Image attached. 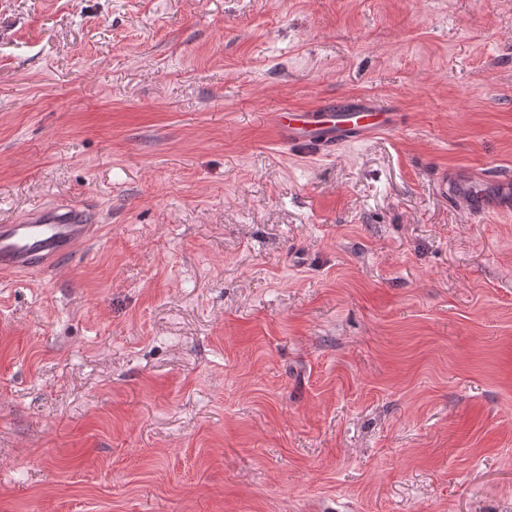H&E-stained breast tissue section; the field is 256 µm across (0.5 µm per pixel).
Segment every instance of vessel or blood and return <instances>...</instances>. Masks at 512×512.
<instances>
[{"instance_id": "vessel-or-blood-1", "label": "vessel or blood", "mask_w": 512, "mask_h": 512, "mask_svg": "<svg viewBox=\"0 0 512 512\" xmlns=\"http://www.w3.org/2000/svg\"><path fill=\"white\" fill-rule=\"evenodd\" d=\"M277 141L288 148L332 153L347 144H360L390 132L395 113L368 96H344L311 108H291L273 113ZM483 177L461 183L437 179V191L447 202L471 215L483 216ZM94 235L87 212L81 207L41 209L16 224H0V275L33 274L61 266L78 246Z\"/></svg>"}]
</instances>
